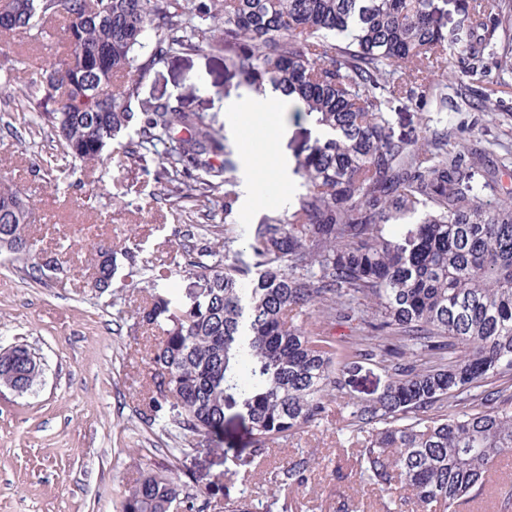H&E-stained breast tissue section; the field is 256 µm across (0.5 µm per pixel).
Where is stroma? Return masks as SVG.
Returning a JSON list of instances; mask_svg holds the SVG:
<instances>
[{
	"label": "stroma",
	"mask_w": 512,
	"mask_h": 512,
	"mask_svg": "<svg viewBox=\"0 0 512 512\" xmlns=\"http://www.w3.org/2000/svg\"><path fill=\"white\" fill-rule=\"evenodd\" d=\"M64 24L52 37L33 41L15 32L0 38V69H13L9 95H0V185L30 200L27 232L35 252L54 253L68 272L39 282L29 261L0 253V348L25 344L43 359V374L32 390L0 386V512H118L120 495L146 469L171 471L191 492L214 502L249 496L280 512H334L348 498L353 512H386L389 494L332 471L353 464L356 437L349 413L332 409L318 426L280 443L263 467L250 465L248 422L237 410L226 413L221 436H196L186 453L171 455L177 440L141 415L150 388L144 358L159 335L138 322L146 301L144 278L118 256L112 293L94 286L97 238L137 243L136 255L159 269L183 261L176 236L185 224L223 223L222 208L162 193L152 169L120 157L112 145L111 164L90 163L68 171L61 147L46 126L16 109L40 68L63 53ZM480 74L466 72L449 58V94L478 91L484 112L450 111L448 131L461 146L497 139L512 149V71L501 73L497 58L485 57ZM248 87L224 76L223 46L171 56L141 82L140 97L171 98L185 111L223 117L224 103L252 97ZM286 130L277 151L295 162L318 135L309 117L283 114ZM382 360L360 362L347 375L344 396L360 403L376 398L389 381ZM313 456L307 487L281 486L271 478L288 460Z\"/></svg>",
	"instance_id": "stroma-1"
}]
</instances>
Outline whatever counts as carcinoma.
Returning a JSON list of instances; mask_svg holds the SVG:
<instances>
[{
	"mask_svg": "<svg viewBox=\"0 0 512 512\" xmlns=\"http://www.w3.org/2000/svg\"><path fill=\"white\" fill-rule=\"evenodd\" d=\"M0 34L51 36L67 21L76 46L40 72L18 105L58 137L69 168L104 159L123 134L125 157L163 166L169 197L238 207V160L224 126L169 99L144 102L146 74L173 54L224 42V75L254 92H282L315 120L321 137L294 173L301 190L288 215L253 225L243 246L228 224H186V261L147 281L141 320L161 334L145 356L146 419L188 445L224 431L225 411L247 417L253 458L319 423L351 366L391 357L374 400L345 406L362 437L355 475L381 492L403 490L416 512H457L482 495L495 465L512 455V201L477 200L495 190L512 154L487 165L499 143L462 150L448 123H424L423 143L396 132L392 104L432 91L447 110L448 57L470 71L486 55L512 68V0H472L465 27L445 31L435 0H10ZM30 202L0 188V252L27 259ZM417 218L400 238L392 226ZM94 286L112 287V243H96ZM37 277L64 275L58 257L32 263ZM182 273L210 288L182 306ZM359 321L358 340L336 368L333 344L312 321ZM26 347L0 349V386L25 393L42 373ZM176 401L181 411L167 413ZM313 462L288 461L274 482L304 487ZM120 512H257L246 496L217 507L175 473L144 472L121 495Z\"/></svg>",
	"mask_w": 512,
	"mask_h": 512,
	"instance_id": "obj_1",
	"label": "carcinoma"
}]
</instances>
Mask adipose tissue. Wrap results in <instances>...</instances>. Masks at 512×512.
Returning <instances> with one entry per match:
<instances>
[{
  "label": "adipose tissue",
  "mask_w": 512,
  "mask_h": 512,
  "mask_svg": "<svg viewBox=\"0 0 512 512\" xmlns=\"http://www.w3.org/2000/svg\"><path fill=\"white\" fill-rule=\"evenodd\" d=\"M285 102L282 94L268 93L242 104L234 101L224 104L226 121L243 135L245 167L240 179L242 190L250 198H264L263 178L279 166L273 137L282 130L278 117Z\"/></svg>",
  "instance_id": "1"
}]
</instances>
